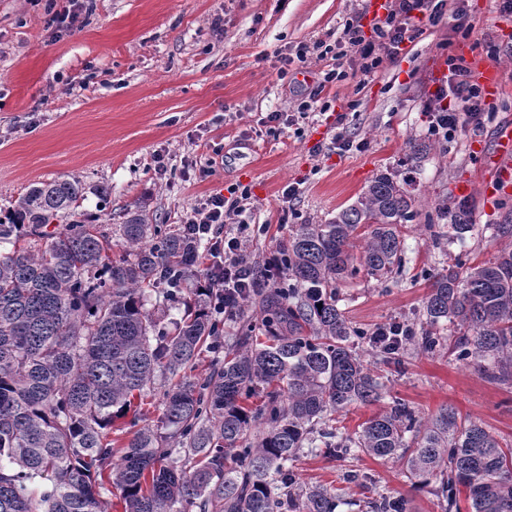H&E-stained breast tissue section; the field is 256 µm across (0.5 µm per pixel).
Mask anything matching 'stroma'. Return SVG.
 Listing matches in <instances>:
<instances>
[{
	"instance_id": "35a3bbf8",
	"label": "stroma",
	"mask_w": 512,
	"mask_h": 512,
	"mask_svg": "<svg viewBox=\"0 0 512 512\" xmlns=\"http://www.w3.org/2000/svg\"><path fill=\"white\" fill-rule=\"evenodd\" d=\"M66 0H0V210L29 187L79 179L81 203L96 224H121L127 206L141 203L159 223L178 228L210 192L247 186L254 256L279 248L293 224H323L354 203L380 174L410 180L418 228L404 235L398 279L366 273L340 281L339 306L353 326L372 329L416 321L431 283L423 272L447 256L488 261L507 244L495 224L512 225V195L494 192L477 165L493 153L503 125H512V14L494 0H469L468 33L447 19L421 26L393 59L362 76L345 53V80L322 84L326 61L296 59L298 46L334 43L369 0H92L71 31L47 26ZM497 66L502 89L486 104L483 128L459 130L449 144L428 132L426 101L442 80L449 56ZM320 89L321 110L299 104ZM272 112L283 122L268 128ZM363 150L332 147L337 114ZM111 186L101 199L95 186ZM297 185L286 219L277 210L283 189ZM468 201L472 231L440 240L423 229L439 205ZM372 370L385 385L382 401L354 404L336 415L342 432L402 400L422 416L453 406L462 418L512 443V384L488 381L473 366L445 354L408 350L402 368ZM292 468L301 486L340 489L336 512H358L373 489L410 498L412 512H442L432 487L415 488L396 459L368 455L334 459L303 449ZM367 475L370 486L347 484L344 472Z\"/></svg>"
}]
</instances>
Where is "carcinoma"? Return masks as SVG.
Segmentation results:
<instances>
[{
	"label": "carcinoma",
	"mask_w": 512,
	"mask_h": 512,
	"mask_svg": "<svg viewBox=\"0 0 512 512\" xmlns=\"http://www.w3.org/2000/svg\"><path fill=\"white\" fill-rule=\"evenodd\" d=\"M407 185L378 175L327 223L292 225L279 248L283 281L239 300V335L202 379L190 372L221 320L208 289L191 287L202 255L189 225L171 230L130 208L114 260L108 233L77 211L81 181L31 187L0 218V243L12 244L0 251V512H107L108 484L124 512H173L183 502L199 512H335L337 494L303 492L284 469L307 445L330 458L395 455L413 486L436 484L443 512H461L462 492L467 512H512V447L450 406L424 419L395 401L352 435L337 427L348 405L382 398L364 355L405 361L406 337L353 326L336 283L362 270L378 280L402 273L403 230L418 215ZM439 214L458 238L473 228L465 201ZM55 220L64 227L44 246L19 245L44 238ZM458 267L432 275L419 329L406 326L411 343L511 383L512 247ZM147 288L184 304L174 330L145 308ZM251 305L264 342L245 318ZM159 375L170 380L159 425L124 438L116 422L141 420L135 398ZM253 397L259 404L249 405ZM366 508L410 512V499L381 494Z\"/></svg>",
	"instance_id": "cac0c4a2"
}]
</instances>
